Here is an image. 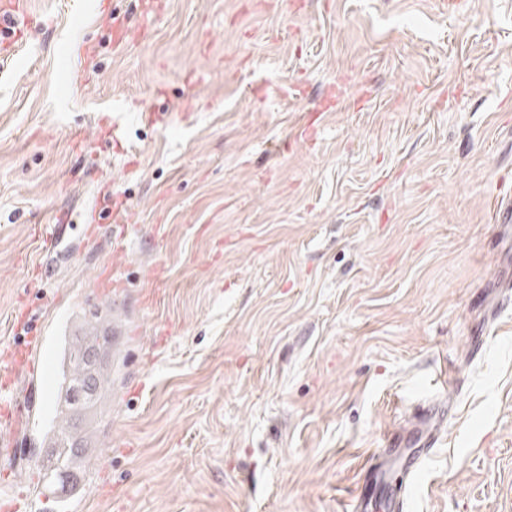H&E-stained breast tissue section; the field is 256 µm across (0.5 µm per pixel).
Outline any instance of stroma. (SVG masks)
<instances>
[{"label": "stroma", "mask_w": 512, "mask_h": 512, "mask_svg": "<svg viewBox=\"0 0 512 512\" xmlns=\"http://www.w3.org/2000/svg\"><path fill=\"white\" fill-rule=\"evenodd\" d=\"M31 9L0 61V345L21 312L54 337L119 295L127 355L82 492L34 471L52 396L32 378L0 496L350 512L380 457L410 512H512V0ZM419 417L437 441L414 474L394 451Z\"/></svg>", "instance_id": "1"}]
</instances>
